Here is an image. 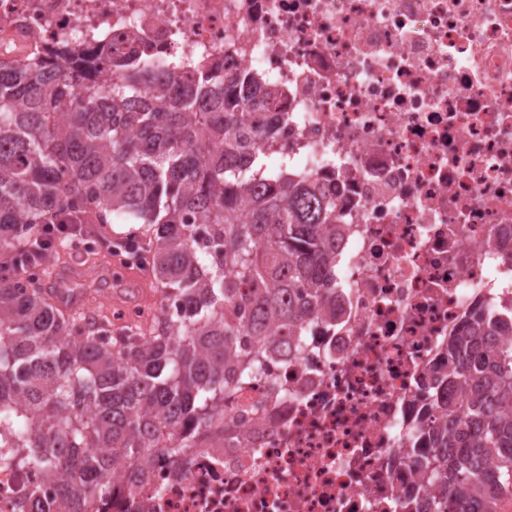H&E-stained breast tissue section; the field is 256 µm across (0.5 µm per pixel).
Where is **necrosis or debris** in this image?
I'll return each mask as SVG.
<instances>
[{"instance_id":"1","label":"necrosis or debris","mask_w":512,"mask_h":512,"mask_svg":"<svg viewBox=\"0 0 512 512\" xmlns=\"http://www.w3.org/2000/svg\"><path fill=\"white\" fill-rule=\"evenodd\" d=\"M145 50L246 94L264 152L336 202V316L224 401L218 448L157 456L95 512H390L448 340L512 308V0H0V62ZM44 479L0 463V512Z\"/></svg>"}]
</instances>
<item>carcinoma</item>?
<instances>
[{"label":"carcinoma","instance_id":"obj_1","mask_svg":"<svg viewBox=\"0 0 512 512\" xmlns=\"http://www.w3.org/2000/svg\"><path fill=\"white\" fill-rule=\"evenodd\" d=\"M95 87L76 62L44 53L0 62V250L22 249L40 226L142 225L160 307L147 326L112 327L102 311L60 308L22 277H0V428L40 470L68 512L112 496L119 459L134 487L157 452L224 434V396L260 379L266 362L301 346L304 323L327 316L335 280L336 203L288 169L258 175L245 113L197 65L182 77L133 50ZM512 311L493 308L451 340L458 406L421 425L422 482L393 512H500L512 492ZM172 439L160 447L161 431Z\"/></svg>","mask_w":512,"mask_h":512}]
</instances>
